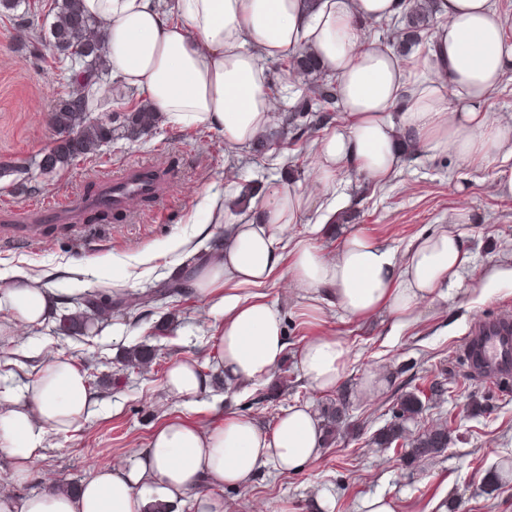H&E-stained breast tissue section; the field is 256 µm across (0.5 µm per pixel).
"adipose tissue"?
Returning <instances> with one entry per match:
<instances>
[{
    "label": "adipose tissue",
    "instance_id": "1",
    "mask_svg": "<svg viewBox=\"0 0 512 512\" xmlns=\"http://www.w3.org/2000/svg\"><path fill=\"white\" fill-rule=\"evenodd\" d=\"M437 4L443 22L420 69L410 71L393 48L362 41L363 24L397 15L402 0H319L313 8L305 0H169L164 11L157 0H82L113 78L146 94L170 127L218 131L232 149L257 142L275 110L265 63L304 43L334 76L343 109V123L315 146L309 189L275 188L249 216L225 209L223 197L209 198V219L223 225L224 245L199 261L191 287L222 318L215 372L174 362L164 384L169 398L194 403L216 374L229 384L271 377L287 338L280 307L259 289L278 271L309 306L325 300L353 317L385 310L400 327L458 278L466 253L460 236L445 230L417 239L401 260L356 228L333 255L304 238L286 256L279 240L310 199L328 196L344 168L390 179L404 161L400 133L432 152L453 150L463 167L478 158L498 162L494 190L512 197V121L489 123L483 110L512 73L505 35L512 19L491 0ZM246 287L256 295H243ZM60 302L39 280L14 274L0 283V335L41 326ZM347 354L335 338H310L299 351L305 379L319 391L335 390ZM99 405L80 368L51 358L25 393L0 407V454L15 478H29L48 433L78 428ZM323 443L321 421L305 404L289 407L270 431L241 416L211 427L173 418L153 431L133 465L100 469L73 491L49 481L34 495L0 493V512H147L151 503L188 497L196 512H224L220 489L243 484L269 463L304 471Z\"/></svg>",
    "mask_w": 512,
    "mask_h": 512
}]
</instances>
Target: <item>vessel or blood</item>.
Wrapping results in <instances>:
<instances>
[{
  "label": "vessel or blood",
  "instance_id": "obj_1",
  "mask_svg": "<svg viewBox=\"0 0 512 512\" xmlns=\"http://www.w3.org/2000/svg\"><path fill=\"white\" fill-rule=\"evenodd\" d=\"M144 166L127 168L106 183L105 203L113 210L124 209L128 196H157L155 185L145 175ZM76 201L60 200L40 208L25 210L24 220L38 222H70ZM461 352L473 378L499 384L512 382V313L504 311L482 319L461 344Z\"/></svg>",
  "mask_w": 512,
  "mask_h": 512
}]
</instances>
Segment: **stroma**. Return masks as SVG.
Instances as JSON below:
<instances>
[{
  "instance_id": "obj_1",
  "label": "stroma",
  "mask_w": 512,
  "mask_h": 512,
  "mask_svg": "<svg viewBox=\"0 0 512 512\" xmlns=\"http://www.w3.org/2000/svg\"><path fill=\"white\" fill-rule=\"evenodd\" d=\"M404 29L401 22L388 31L370 23L363 38L401 49L411 68L427 56L431 41L402 49ZM30 37L22 19L0 12V164L41 158L56 134L32 107L52 110L70 91L59 71L44 65ZM311 148V141L271 133L265 143L245 146L230 159L217 132L163 124L136 140H113L50 177L30 168L32 189L26 193L13 177H0V209L6 210L89 195L128 165L152 164L164 178L162 198L128 203L108 222L45 224L36 236L12 225L8 240L0 241L1 273L24 270L69 299L99 292L110 312L107 323L91 325L80 336L68 335L53 318L0 346L1 393H20L56 354L80 366L102 402L79 429L49 436L24 483L15 482L10 460L1 455V491L35 494L48 477L77 486L98 468L132 463L134 450L171 418L212 426L234 413L270 429L290 406L306 404L319 412L344 396L347 423L319 460L299 473L266 466L247 484L224 488V512H322L325 501L332 512H359L362 501L374 495L393 499L397 512H438L443 504L448 512H512V479L498 487L486 481L512 460V388L471 378L458 353L475 322L512 310V198L493 193L492 161L477 159L462 168L449 151H409L400 170L382 183L346 168L332 191L343 220L334 221L315 200L280 235L284 247L311 237L332 253L355 225L400 258L419 237L458 232L466 266L449 283L447 296L416 308L410 326L396 328L384 311L361 318L330 306L315 311L305 300L286 296L288 281L278 276L264 294L280 305L288 350L269 381L218 382L190 406L166 395L165 376L174 361L191 359L212 372L220 318L191 293L146 316L137 308L120 309V302L182 275L188 250L222 233V225L208 219L213 194L250 185L262 197L280 185H308L315 176ZM461 180L467 183L463 195L456 190ZM460 211L468 219L454 223ZM315 336L336 337L348 350L345 379L328 393L310 386L298 362L300 347ZM141 344L156 349L150 369L120 371L125 351ZM370 372L383 375L379 390L364 389ZM435 380L446 384L447 393L429 404L422 419L408 423L407 435L447 423V449L409 462L404 449L375 445L374 435L392 421L400 396Z\"/></svg>"
}]
</instances>
